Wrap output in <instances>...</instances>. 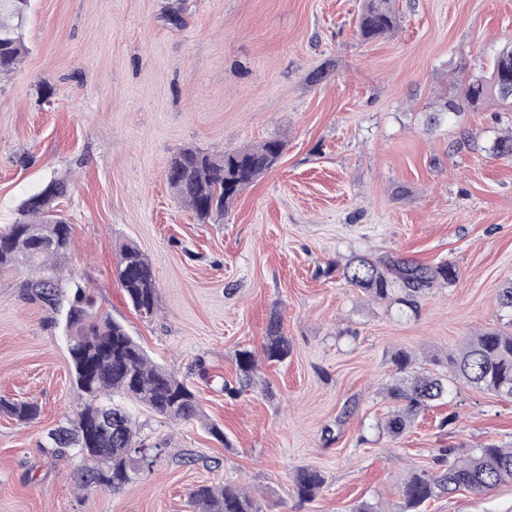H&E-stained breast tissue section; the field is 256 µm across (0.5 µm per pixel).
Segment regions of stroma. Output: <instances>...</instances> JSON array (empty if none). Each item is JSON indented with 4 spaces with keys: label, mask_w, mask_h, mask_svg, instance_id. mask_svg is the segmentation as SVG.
<instances>
[{
    "label": "stroma",
    "mask_w": 512,
    "mask_h": 512,
    "mask_svg": "<svg viewBox=\"0 0 512 512\" xmlns=\"http://www.w3.org/2000/svg\"><path fill=\"white\" fill-rule=\"evenodd\" d=\"M363 0H31L28 53L0 76V225L51 176L70 191L68 270L157 363L196 385L200 421L139 411L151 471L118 494L80 489L79 457L46 452L74 416L61 316L0 274V398L37 402L0 415V512H192L200 484L246 488L262 512H401L398 490L433 449L512 446V399L464 385L394 438L380 427L391 351L422 366L481 331L504 329L496 295L512 284V160L493 141L512 107L443 118L459 64L488 74L512 46V0H395L399 27L362 41ZM179 11L181 26L165 20ZM277 138V165L216 224L199 223L165 179L173 152L254 147ZM151 262L157 311L140 316L115 278L118 244ZM358 254L455 266L417 314L371 301L341 272ZM279 318L291 344L263 354ZM254 353L256 387L237 397L236 353ZM226 435L217 441L206 422ZM325 483L310 502L298 469ZM423 512H512V484L466 490ZM0 413L17 422H29L39 414V406L35 402L0 399ZM324 483L320 471L312 468H303L297 471L294 477V486L297 496L304 500H312Z\"/></svg>",
    "instance_id": "obj_1"
}]
</instances>
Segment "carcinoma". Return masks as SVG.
Here are the masks:
<instances>
[{
    "label": "carcinoma",
    "mask_w": 512,
    "mask_h": 512,
    "mask_svg": "<svg viewBox=\"0 0 512 512\" xmlns=\"http://www.w3.org/2000/svg\"><path fill=\"white\" fill-rule=\"evenodd\" d=\"M29 7L30 0H0V75L15 71L27 53L22 27ZM398 23L393 0H364L358 33L364 40H375L393 34ZM504 84H512V54L497 56L489 75L469 81L460 94L441 97L440 112L458 115L493 98L512 101V95L501 90ZM282 151L279 139L228 151L181 148L168 161L166 181L176 199L205 224L224 217L234 197L273 168ZM68 193L67 180L53 176L18 205L13 221L0 226V272L27 269L26 292L65 311L68 352L82 402L74 419L49 433L53 454L59 457L70 448L77 449L84 462L81 487L116 493L144 469H152L164 448L154 444L152 460L142 467L139 451L145 442L138 437L131 414L114 397L143 405L175 423L200 419L202 409L191 382L154 363L121 321L95 308V299L81 279L63 273L73 244L72 225L55 210L54 202ZM116 277L133 308L153 316L156 277L137 246L119 245ZM343 277L371 299L389 300L413 312L419 295L437 283L454 281L457 270L448 263L430 266L356 256L343 269ZM263 350L269 360H283L290 353L288 337L275 317L267 325ZM237 363L242 383H252L253 353L239 351ZM391 363L396 377L383 392L392 409L381 428L394 438L409 430L420 414L461 381L512 398L511 331H485L469 337L459 349L433 358L432 364L448 369L444 377L417 368L416 357L406 350L393 352ZM0 413L29 422L39 414V406L0 399ZM100 416L112 417V434L96 430L95 419ZM433 461L435 470H413L402 483V512H420L427 502L445 493L460 489L483 493L512 482V448L493 442L464 455L455 448H437ZM323 483L320 471L312 468L300 469L294 477L296 494L304 501L313 499ZM188 502L196 512H261L249 494L234 484L198 485L190 490Z\"/></svg>",
    "instance_id": "1"
}]
</instances>
